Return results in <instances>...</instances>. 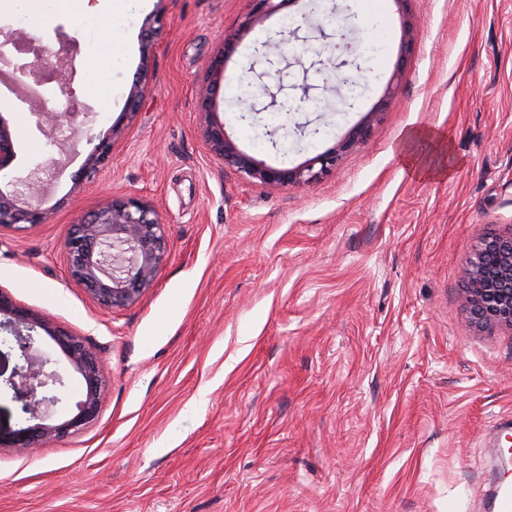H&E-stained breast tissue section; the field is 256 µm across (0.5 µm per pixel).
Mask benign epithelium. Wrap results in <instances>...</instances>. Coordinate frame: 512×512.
I'll return each mask as SVG.
<instances>
[{"mask_svg": "<svg viewBox=\"0 0 512 512\" xmlns=\"http://www.w3.org/2000/svg\"><path fill=\"white\" fill-rule=\"evenodd\" d=\"M251 9L240 23L238 33L224 39V45L211 60L197 89L199 111L209 117L204 137L210 151L225 164L234 167L245 179L259 182L270 189L290 183H310L321 179L333 167L342 153L362 144L369 136L372 116L383 112L379 103L363 121L353 126L338 145L317 154L296 167H273L256 160L236 147L224 131V124L210 116L217 85L224 70V58L231 55L240 33L257 22L279 12L285 0H250ZM163 29V16L156 14L146 20L142 45V63L134 78L127 98L126 117L136 114L139 100L149 81V61L158 35ZM260 58L268 64L282 57L281 41L272 38L261 44ZM19 50L14 32L0 29V61L13 69L15 81L28 87L24 78L31 77L42 84L40 74L56 71L57 62L69 52L66 44L55 50L38 44L30 53L33 58L18 64L12 51ZM411 41H404L399 50L395 70L388 80L384 96L396 89L395 79L401 75ZM60 98L42 101L34 112L37 123L46 116L53 118V128L67 125L68 138L78 135L93 141L87 124L92 122L90 111L76 107L72 88L67 81L59 84ZM112 156V141L99 140L88 159L87 174L95 173ZM14 143L9 127L0 119V224H42L46 212L41 208L42 187L46 173L37 164L27 175L14 173ZM68 255L70 282L86 290L101 305L121 308L133 303L153 281L165 257V232L155 207L147 200L136 197H114L112 202L91 214L78 217L70 225L64 240ZM466 302L475 321L481 325L505 324L512 327V233L508 236L489 235L476 248L466 271ZM0 330L12 337V348L17 351V363L6 382L22 401L25 418L18 427L0 434V447L12 448L19 455H27L43 443L62 439L92 423L99 413V392L107 377L105 363L89 352L83 341L64 330L50 326L28 309L17 305L0 289ZM46 333L66 355L74 372L85 384V396L75 404V414L60 422H53L62 402L61 390L66 387L63 375L54 361L40 347L41 333Z\"/></svg>", "mask_w": 512, "mask_h": 512, "instance_id": "7a95c632", "label": "benign epithelium"}]
</instances>
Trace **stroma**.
Masks as SVG:
<instances>
[{"label": "stroma", "instance_id": "1", "mask_svg": "<svg viewBox=\"0 0 512 512\" xmlns=\"http://www.w3.org/2000/svg\"><path fill=\"white\" fill-rule=\"evenodd\" d=\"M334 6L356 36L340 68L317 65L335 25L295 28L304 0L243 35L214 108L240 150L291 168L335 147L384 96L401 43L413 52L366 142L278 190L215 157L197 110L249 0H132L105 44L70 11L0 13V28L75 40L71 87L95 140H113L84 178L92 143L50 145L0 83L15 167H48L46 222L0 228V289L108 367L93 424L29 456L0 448V512H487L481 490L503 470L485 434L512 416V328L475 327L464 273L481 238L512 232V0ZM157 10L150 88L129 120ZM271 37L280 70L255 56ZM353 73L350 104L334 89ZM116 195L155 206L166 253L139 300L112 310L70 282L63 243L76 214ZM163 29V16L156 14L153 18H148L144 24V37L142 45V63L139 72L134 78L132 88L127 98L126 117L131 120L137 113L139 100L147 88L149 81V61L154 46L158 40V35Z\"/></svg>", "mask_w": 512, "mask_h": 512}]
</instances>
